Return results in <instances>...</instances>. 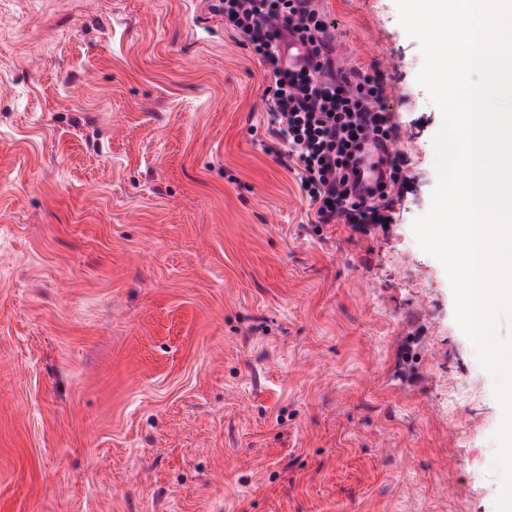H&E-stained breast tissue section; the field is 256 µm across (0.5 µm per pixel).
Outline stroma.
Instances as JSON below:
<instances>
[{"label":"stroma","instance_id":"stroma-1","mask_svg":"<svg viewBox=\"0 0 512 512\" xmlns=\"http://www.w3.org/2000/svg\"><path fill=\"white\" fill-rule=\"evenodd\" d=\"M316 6L408 159L364 234L313 223L206 0H0V512H496L497 380L412 230L420 44Z\"/></svg>","mask_w":512,"mask_h":512}]
</instances>
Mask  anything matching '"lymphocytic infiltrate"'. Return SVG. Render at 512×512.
I'll use <instances>...</instances> for the list:
<instances>
[{
	"mask_svg": "<svg viewBox=\"0 0 512 512\" xmlns=\"http://www.w3.org/2000/svg\"><path fill=\"white\" fill-rule=\"evenodd\" d=\"M224 27L265 66L269 123L295 161L300 189L316 223L366 228L389 223L390 195L404 180L406 162L394 153L372 198L354 190V160L365 137L386 143L399 126L383 101L377 78L349 79L333 56L332 24L313 0H220ZM296 36L309 46L298 66H289L284 48Z\"/></svg>",
	"mask_w": 512,
	"mask_h": 512,
	"instance_id": "obj_1",
	"label": "lymphocytic infiltrate"
}]
</instances>
